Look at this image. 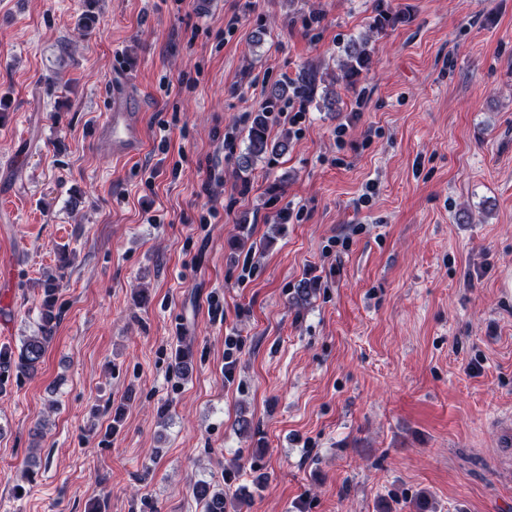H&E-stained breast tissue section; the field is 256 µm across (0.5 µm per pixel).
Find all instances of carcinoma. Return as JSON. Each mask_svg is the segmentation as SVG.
Here are the masks:
<instances>
[{
    "label": "carcinoma",
    "instance_id": "1",
    "mask_svg": "<svg viewBox=\"0 0 512 512\" xmlns=\"http://www.w3.org/2000/svg\"><path fill=\"white\" fill-rule=\"evenodd\" d=\"M376 11L372 23V28L376 30L394 27L402 20L399 13L384 9L380 5ZM366 44L368 41L365 39L360 43L353 40L344 48V58L340 64L341 79L350 88L355 87L360 75L368 70L371 64V51L367 49ZM316 90L317 76L308 69L289 83L271 84L267 90V98L271 104L288 97L290 93H301L304 97L312 99ZM268 127V111L255 113L248 129V143L238 156L237 167L240 173L251 171L256 160L267 154H282L288 150L290 135L286 133L283 140L273 143L269 140ZM58 288L59 285L52 282L45 284L39 330L23 340L19 353H14L9 347L0 348V384L13 375L19 379L38 371L60 317V310L56 309ZM191 491L193 497L203 505L204 512H227L230 502L224 494V489L207 481H197L193 483Z\"/></svg>",
    "mask_w": 512,
    "mask_h": 512
}]
</instances>
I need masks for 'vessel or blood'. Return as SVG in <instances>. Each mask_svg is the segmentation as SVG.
Listing matches in <instances>:
<instances>
[{
    "mask_svg": "<svg viewBox=\"0 0 512 512\" xmlns=\"http://www.w3.org/2000/svg\"><path fill=\"white\" fill-rule=\"evenodd\" d=\"M97 137L101 146L116 157H134L144 148L141 124L137 113L131 109L125 80L116 81L111 88Z\"/></svg>",
    "mask_w": 512,
    "mask_h": 512,
    "instance_id": "obj_1",
    "label": "vessel or blood"
}]
</instances>
